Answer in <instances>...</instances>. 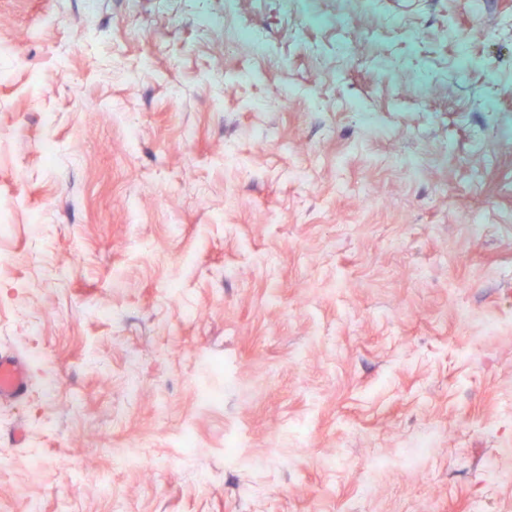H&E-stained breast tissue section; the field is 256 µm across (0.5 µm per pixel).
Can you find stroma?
<instances>
[{"label":"stroma","instance_id":"obj_1","mask_svg":"<svg viewBox=\"0 0 512 512\" xmlns=\"http://www.w3.org/2000/svg\"><path fill=\"white\" fill-rule=\"evenodd\" d=\"M0 16V512H512V0ZM30 381L27 364L14 355L0 354V400H16L27 391Z\"/></svg>","mask_w":512,"mask_h":512}]
</instances>
